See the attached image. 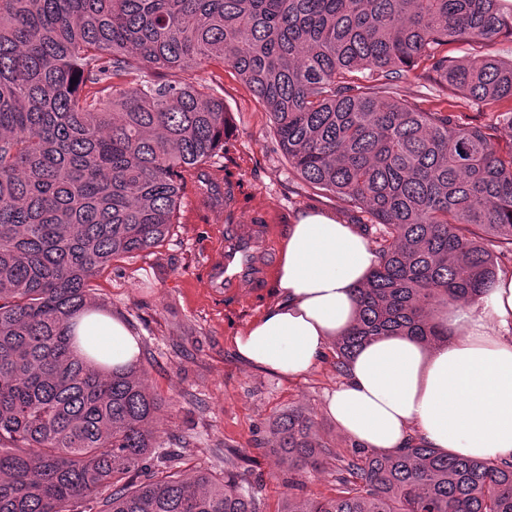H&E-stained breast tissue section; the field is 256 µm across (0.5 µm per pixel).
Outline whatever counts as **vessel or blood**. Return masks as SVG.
<instances>
[{
	"label": "vessel or blood",
	"mask_w": 512,
	"mask_h": 512,
	"mask_svg": "<svg viewBox=\"0 0 512 512\" xmlns=\"http://www.w3.org/2000/svg\"><path fill=\"white\" fill-rule=\"evenodd\" d=\"M272 225L262 220L225 221L224 252L211 271L225 297L243 299L264 288L276 254L270 244Z\"/></svg>",
	"instance_id": "vessel-or-blood-1"
}]
</instances>
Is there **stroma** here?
<instances>
[{
  "instance_id": "35a3bbf8",
  "label": "stroma",
  "mask_w": 512,
  "mask_h": 512,
  "mask_svg": "<svg viewBox=\"0 0 512 512\" xmlns=\"http://www.w3.org/2000/svg\"><path fill=\"white\" fill-rule=\"evenodd\" d=\"M198 77L224 99V146L207 171L233 192L232 212L205 202L196 183L182 192L171 236L153 253L114 262L96 279L95 297L124 317L141 342L143 379L163 405L158 444L186 475L231 472L252 488L259 512H278L289 497L330 494L335 466L299 475L289 487L273 450L269 428L288 408L309 413L331 445L349 450L346 436L327 410V397L343 383L334 349L300 377L254 368L237 353L235 336L278 296L275 277L239 303L213 287L211 267L223 252L224 218L259 217L273 226L272 246L282 250L289 224L304 212L354 223L342 200L308 188L282 154L266 112L235 70L214 62Z\"/></svg>"
}]
</instances>
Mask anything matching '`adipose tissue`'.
<instances>
[{"label": "adipose tissue", "instance_id": "obj_1", "mask_svg": "<svg viewBox=\"0 0 512 512\" xmlns=\"http://www.w3.org/2000/svg\"><path fill=\"white\" fill-rule=\"evenodd\" d=\"M377 264L351 224L303 213L287 228L279 301L234 339L251 365L288 376L308 372L354 324L356 290ZM448 337L426 344L387 336L364 345L328 400L340 429L367 448L393 451L411 437L463 458L512 460V272L471 305L436 318ZM112 339V363L140 351L120 319L89 327Z\"/></svg>", "mask_w": 512, "mask_h": 512}]
</instances>
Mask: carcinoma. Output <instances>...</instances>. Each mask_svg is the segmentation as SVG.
Instances as JSON below:
<instances>
[{"instance_id":"cac0c4a2","label":"carcinoma","mask_w":512,"mask_h":512,"mask_svg":"<svg viewBox=\"0 0 512 512\" xmlns=\"http://www.w3.org/2000/svg\"><path fill=\"white\" fill-rule=\"evenodd\" d=\"M505 34L501 0H0V512H258L232 477L185 479L155 451L140 364L79 348L82 316L112 317L93 279L162 245L224 142V99L194 70L234 68L302 181L366 216L378 263L335 340L343 374L379 336L441 341L433 305L512 260V59L446 51ZM414 68L455 100L401 99ZM270 435L290 472L337 461L336 494L286 512H512V460L419 438L345 455L300 408Z\"/></svg>"}]
</instances>
